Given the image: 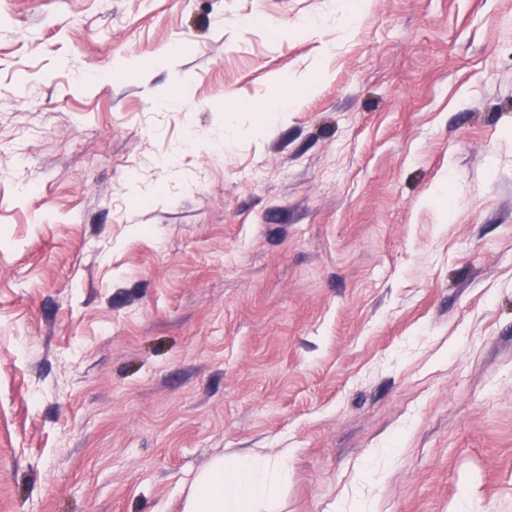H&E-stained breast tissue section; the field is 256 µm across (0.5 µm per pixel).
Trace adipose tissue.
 Here are the masks:
<instances>
[{
	"instance_id": "ef3b65f1",
	"label": "adipose tissue",
	"mask_w": 512,
	"mask_h": 512,
	"mask_svg": "<svg viewBox=\"0 0 512 512\" xmlns=\"http://www.w3.org/2000/svg\"><path fill=\"white\" fill-rule=\"evenodd\" d=\"M284 469L249 455L216 460L196 479L183 512H261L277 496Z\"/></svg>"
}]
</instances>
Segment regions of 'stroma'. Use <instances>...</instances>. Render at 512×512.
Instances as JSON below:
<instances>
[{
    "label": "stroma",
    "mask_w": 512,
    "mask_h": 512,
    "mask_svg": "<svg viewBox=\"0 0 512 512\" xmlns=\"http://www.w3.org/2000/svg\"><path fill=\"white\" fill-rule=\"evenodd\" d=\"M243 452L512 512V0H0V512Z\"/></svg>",
    "instance_id": "stroma-1"
}]
</instances>
